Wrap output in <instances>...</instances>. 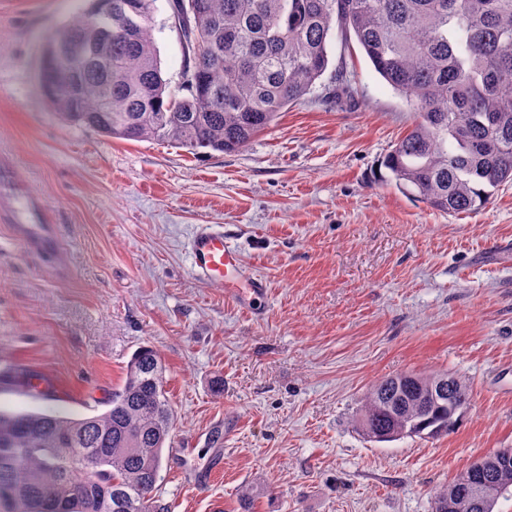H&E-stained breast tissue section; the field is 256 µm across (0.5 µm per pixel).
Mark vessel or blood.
<instances>
[{"label": "vessel or blood", "mask_w": 512, "mask_h": 512, "mask_svg": "<svg viewBox=\"0 0 512 512\" xmlns=\"http://www.w3.org/2000/svg\"><path fill=\"white\" fill-rule=\"evenodd\" d=\"M16 244L24 251L56 256L61 251V240L56 225L16 224L12 227ZM189 270L198 280L207 283H227L229 276H240L241 258L237 248L225 239L219 224H200L189 243ZM231 296L251 307L266 294L265 283L258 278L245 281L244 289H231Z\"/></svg>", "instance_id": "1"}]
</instances>
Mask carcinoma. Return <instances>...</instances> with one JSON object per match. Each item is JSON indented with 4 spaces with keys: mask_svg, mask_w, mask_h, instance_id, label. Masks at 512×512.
I'll list each match as a JSON object with an SVG mask.
<instances>
[{
    "mask_svg": "<svg viewBox=\"0 0 512 512\" xmlns=\"http://www.w3.org/2000/svg\"><path fill=\"white\" fill-rule=\"evenodd\" d=\"M155 0H94L45 46L40 88L65 123L106 137L235 153L303 100L329 65L332 31L356 40L415 112L384 166L403 192L445 213L486 206L512 184V0H170L187 11V86L170 90L153 37ZM336 69V99L352 98ZM372 385L357 425L409 436ZM175 419L157 351L135 352L108 409L72 416L0 410V512H160ZM245 485L238 512H253Z\"/></svg>",
    "mask_w": 512,
    "mask_h": 512,
    "instance_id": "1",
    "label": "carcinoma"
}]
</instances>
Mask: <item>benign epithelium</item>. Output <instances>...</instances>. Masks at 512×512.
<instances>
[{
    "mask_svg": "<svg viewBox=\"0 0 512 512\" xmlns=\"http://www.w3.org/2000/svg\"><path fill=\"white\" fill-rule=\"evenodd\" d=\"M459 379L455 376H444L429 381L426 384L416 379L403 378L393 385V388L380 392V400L385 408L395 417L402 416L405 409V399L410 391H415L416 399L421 410L429 413L437 407H448V417L453 418L461 413L467 404L451 396V391L458 385ZM498 470L512 468V457L505 455L492 464L481 458L475 461L468 469L455 478L451 485L449 496L456 497H479L481 498L487 512H494L496 500L509 491L507 486H496L491 482L489 467Z\"/></svg>",
    "mask_w": 512,
    "mask_h": 512,
    "instance_id": "benign-epithelium-1",
    "label": "benign epithelium"
}]
</instances>
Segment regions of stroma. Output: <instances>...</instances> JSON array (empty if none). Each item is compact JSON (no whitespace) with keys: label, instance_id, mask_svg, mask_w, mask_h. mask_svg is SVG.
Returning a JSON list of instances; mask_svg holds the SVG:
<instances>
[{"label":"stroma","instance_id":"stroma-1","mask_svg":"<svg viewBox=\"0 0 512 512\" xmlns=\"http://www.w3.org/2000/svg\"><path fill=\"white\" fill-rule=\"evenodd\" d=\"M92 0H0V368L47 394L0 387V407L103 412L140 347L157 350L175 416L157 496L168 512H431L473 461L512 448V186L453 215L399 190L384 157L413 111L355 39L333 71L243 150L192 154L62 122L40 91L44 45ZM167 0L153 35L170 88L182 49ZM59 227V258L11 223ZM220 224L253 311L189 272L187 240ZM450 373L472 390L448 435L368 441L373 383ZM223 379V392L213 382ZM245 289L240 291L238 288H226L227 291L236 298L239 302L247 307L254 306L266 294L265 283L258 278L244 279Z\"/></svg>","mask_w":512,"mask_h":512}]
</instances>
